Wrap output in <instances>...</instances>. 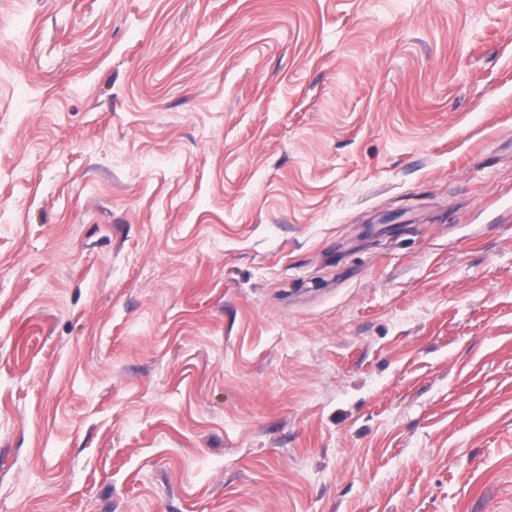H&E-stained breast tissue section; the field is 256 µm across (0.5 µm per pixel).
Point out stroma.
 <instances>
[{
    "label": "stroma",
    "mask_w": 512,
    "mask_h": 512,
    "mask_svg": "<svg viewBox=\"0 0 512 512\" xmlns=\"http://www.w3.org/2000/svg\"><path fill=\"white\" fill-rule=\"evenodd\" d=\"M0 512H512V0H0Z\"/></svg>",
    "instance_id": "35a3bbf8"
}]
</instances>
